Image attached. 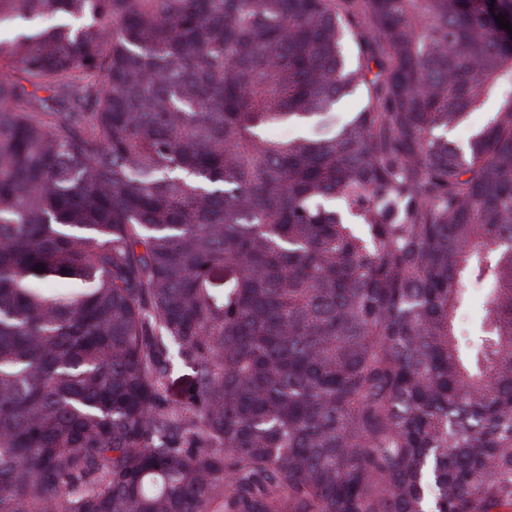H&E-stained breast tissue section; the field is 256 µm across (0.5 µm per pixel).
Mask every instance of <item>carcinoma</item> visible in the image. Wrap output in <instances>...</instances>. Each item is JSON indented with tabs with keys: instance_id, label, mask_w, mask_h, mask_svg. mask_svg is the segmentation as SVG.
<instances>
[{
	"instance_id": "cac0c4a2",
	"label": "carcinoma",
	"mask_w": 512,
	"mask_h": 512,
	"mask_svg": "<svg viewBox=\"0 0 512 512\" xmlns=\"http://www.w3.org/2000/svg\"><path fill=\"white\" fill-rule=\"evenodd\" d=\"M497 16L0 0V25L61 20L0 42V512H512ZM489 108L492 110L495 108L496 112L497 103L494 99L488 100L479 110L471 112L465 122L455 127L448 134V138L459 145H464L475 129L480 128L487 123L490 118V112H487ZM469 298L460 311V325L464 335L476 334L483 321L485 305L488 299V290L485 286L474 284L469 287Z\"/></svg>"
}]
</instances>
